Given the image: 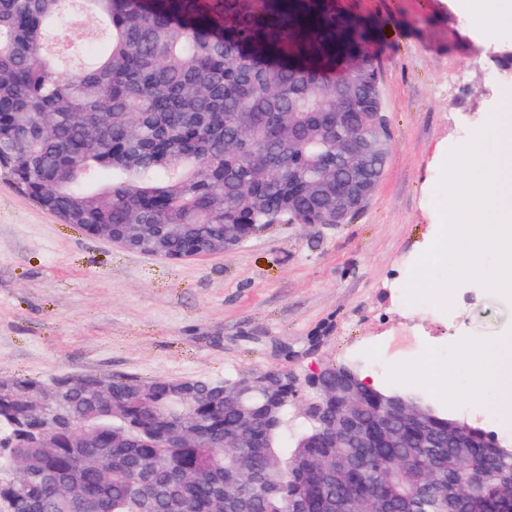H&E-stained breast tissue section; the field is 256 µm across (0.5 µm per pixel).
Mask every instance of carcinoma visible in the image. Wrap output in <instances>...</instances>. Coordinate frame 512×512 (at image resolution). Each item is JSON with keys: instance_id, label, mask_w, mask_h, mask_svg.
<instances>
[{"instance_id": "obj_1", "label": "carcinoma", "mask_w": 512, "mask_h": 512, "mask_svg": "<svg viewBox=\"0 0 512 512\" xmlns=\"http://www.w3.org/2000/svg\"><path fill=\"white\" fill-rule=\"evenodd\" d=\"M103 25L70 35V3ZM93 60L66 71L45 56ZM384 111L368 34L336 0H0V169L66 224H151L163 259L277 224H321L336 155ZM112 171L101 185L98 172ZM299 398L278 368L226 380L12 378L0 393L4 512H450L448 479L512 512V445L419 392L359 387L394 442L336 445V380ZM423 397L384 416L386 398ZM62 416L43 441L47 410ZM434 492L419 496L416 484Z\"/></svg>"}]
</instances>
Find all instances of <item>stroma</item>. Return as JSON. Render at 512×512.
Returning a JSON list of instances; mask_svg holds the SVG:
<instances>
[{
	"label": "stroma",
	"mask_w": 512,
	"mask_h": 512,
	"mask_svg": "<svg viewBox=\"0 0 512 512\" xmlns=\"http://www.w3.org/2000/svg\"><path fill=\"white\" fill-rule=\"evenodd\" d=\"M373 28L389 124L385 175L348 223L282 224L202 260L144 256L64 224L0 172V376L211 381L357 363L415 388L459 340L512 336V301L467 281L442 311L404 288L439 228L442 148L505 109L512 72L453 0H338ZM288 344L304 353L285 362Z\"/></svg>",
	"instance_id": "stroma-1"
}]
</instances>
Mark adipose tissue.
<instances>
[{
    "mask_svg": "<svg viewBox=\"0 0 512 512\" xmlns=\"http://www.w3.org/2000/svg\"><path fill=\"white\" fill-rule=\"evenodd\" d=\"M456 9L468 26L485 39L512 29V0H456ZM462 370L470 376V384L463 393L466 399L479 401L494 395L498 415L512 419V336L501 337L491 347L460 340L447 366L427 369L422 383L429 388L447 387L453 396L458 392L452 379Z\"/></svg>",
    "mask_w": 512,
    "mask_h": 512,
    "instance_id": "adipose-tissue-1",
    "label": "adipose tissue"
}]
</instances>
